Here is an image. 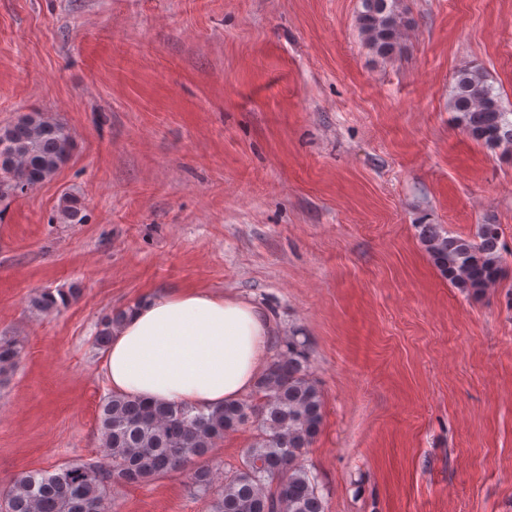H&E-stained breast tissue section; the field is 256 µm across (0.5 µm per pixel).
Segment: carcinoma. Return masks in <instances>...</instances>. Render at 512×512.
Segmentation results:
<instances>
[{
    "instance_id": "1",
    "label": "carcinoma",
    "mask_w": 512,
    "mask_h": 512,
    "mask_svg": "<svg viewBox=\"0 0 512 512\" xmlns=\"http://www.w3.org/2000/svg\"><path fill=\"white\" fill-rule=\"evenodd\" d=\"M358 24L369 47L390 56L399 47L405 26L399 0H362ZM468 135L489 148L512 147V120L500 95L478 68L458 72L451 97ZM0 196L52 180L70 159L71 135L44 112H23L0 127ZM59 211L68 224L84 220L78 200L64 197ZM499 233L483 224L478 240L442 235L428 225L423 245L440 273L455 287L480 294L498 278L501 266ZM77 296L44 290L32 299L41 312L65 307ZM123 312L105 316L97 340L108 345L112 327ZM20 350L14 342L0 343V373L15 364ZM308 352L294 339L259 376L255 405L228 402L207 412L185 405L148 403L111 394L98 407L96 428L112 467L93 463L64 464L52 471H28L3 496L7 512H109L111 481L142 484L179 471L202 458L224 434L253 420L259 430L245 449L240 468L216 490L214 512H324L316 478L302 464L323 424V398L308 370ZM191 480L202 493L213 487L209 468L197 467Z\"/></svg>"
}]
</instances>
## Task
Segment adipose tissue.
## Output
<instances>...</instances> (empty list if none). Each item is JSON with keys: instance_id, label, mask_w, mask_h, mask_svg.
Masks as SVG:
<instances>
[{"instance_id": "ef3b65f1", "label": "adipose tissue", "mask_w": 512, "mask_h": 512, "mask_svg": "<svg viewBox=\"0 0 512 512\" xmlns=\"http://www.w3.org/2000/svg\"><path fill=\"white\" fill-rule=\"evenodd\" d=\"M271 334L268 316L244 300L168 290L127 308L100 368L113 393L208 410L252 390Z\"/></svg>"}]
</instances>
